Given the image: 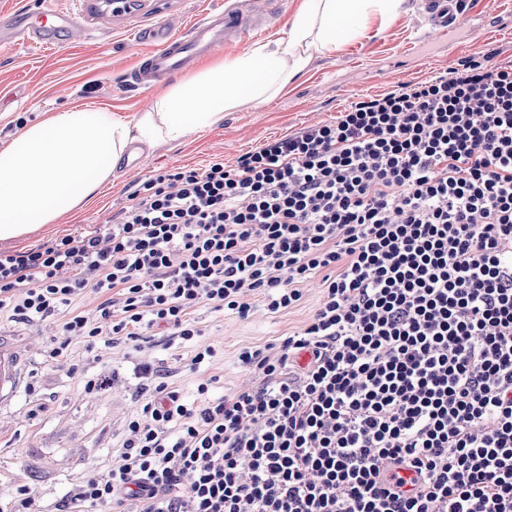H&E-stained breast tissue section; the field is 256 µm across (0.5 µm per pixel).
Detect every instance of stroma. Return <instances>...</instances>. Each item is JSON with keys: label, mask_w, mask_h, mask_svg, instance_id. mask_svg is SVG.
<instances>
[{"label": "stroma", "mask_w": 512, "mask_h": 512, "mask_svg": "<svg viewBox=\"0 0 512 512\" xmlns=\"http://www.w3.org/2000/svg\"><path fill=\"white\" fill-rule=\"evenodd\" d=\"M461 14L474 24V31L449 46L434 47L427 43L430 27L423 0H406L393 20L373 21L363 37L319 56L270 101L230 108L223 122L212 128L145 150L139 168L129 170L117 164L111 185L91 202L61 216L49 228L8 241V248L24 250L111 223L130 206L132 194L158 172L201 169L215 159L231 167L238 156L265 140L335 120L352 104L449 75L461 64L512 65V0H462ZM150 19L151 5L144 0L138 11L123 19L100 10L90 20L93 37L78 32L54 49L0 48V145L8 143L24 124L75 106L134 121L169 88L164 82L142 91L125 83L148 49L135 31ZM310 311L306 303L274 317L240 321L208 307L198 309L199 326L222 349L210 369L218 377L213 394L224 395L249 381V374L236 362L240 347L278 341L302 326ZM56 333L53 326L0 322V351L14 359L19 375L14 392L0 398V477L32 485L44 505L60 500L88 470L111 463L143 384L138 363L165 366L170 382L189 400L195 397L197 382L196 374L187 368L188 345L163 336L139 350L129 344L113 348L112 369L120 395L85 394L78 378L44 362V352Z\"/></svg>", "instance_id": "35a3bbf8"}]
</instances>
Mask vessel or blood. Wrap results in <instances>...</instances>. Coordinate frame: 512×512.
Here are the masks:
<instances>
[{"mask_svg": "<svg viewBox=\"0 0 512 512\" xmlns=\"http://www.w3.org/2000/svg\"><path fill=\"white\" fill-rule=\"evenodd\" d=\"M168 2L153 0V19L137 32L140 40L151 45L129 74L132 86L137 88H152L174 74L189 71L217 47L261 35L283 0H223L221 6L210 9L183 33L173 27L174 19L166 10ZM427 8L437 43L447 44L452 33L467 36V27L457 23L449 12L448 0H429ZM77 27L76 13L58 5L35 16L20 10L0 12V45L32 42L51 48L59 37H71Z\"/></svg>", "mask_w": 512, "mask_h": 512, "instance_id": "vessel-or-blood-1", "label": "vessel or blood"}]
</instances>
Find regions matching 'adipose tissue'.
<instances>
[{
    "label": "adipose tissue",
    "mask_w": 512,
    "mask_h": 512,
    "mask_svg": "<svg viewBox=\"0 0 512 512\" xmlns=\"http://www.w3.org/2000/svg\"><path fill=\"white\" fill-rule=\"evenodd\" d=\"M403 0H304L286 37L178 82L135 122L75 107L21 127L0 147V240L21 238L89 203L134 144L154 147L213 127L225 109L276 96L313 59L363 36L376 18L393 19Z\"/></svg>",
    "instance_id": "adipose-tissue-1"
}]
</instances>
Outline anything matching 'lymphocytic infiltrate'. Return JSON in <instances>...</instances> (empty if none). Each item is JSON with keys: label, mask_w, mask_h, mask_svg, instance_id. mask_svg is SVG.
Returning a JSON list of instances; mask_svg holds the SVG:
<instances>
[{"label": "lymphocytic infiltrate", "mask_w": 512, "mask_h": 512, "mask_svg": "<svg viewBox=\"0 0 512 512\" xmlns=\"http://www.w3.org/2000/svg\"><path fill=\"white\" fill-rule=\"evenodd\" d=\"M318 297L253 376L186 401L146 384L106 468L51 510L0 481V512H512V66L473 61L260 144L234 167L161 172L116 221L0 249V319L59 321L46 362L173 336L190 371L240 320ZM97 296L94 312L80 310Z\"/></svg>", "instance_id": "lymphocytic-infiltrate-1"}]
</instances>
